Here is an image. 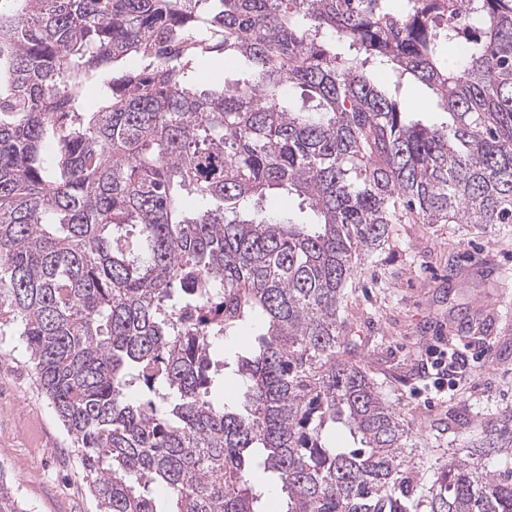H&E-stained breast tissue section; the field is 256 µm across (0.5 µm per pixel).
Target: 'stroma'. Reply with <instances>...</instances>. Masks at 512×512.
Masks as SVG:
<instances>
[{
  "mask_svg": "<svg viewBox=\"0 0 512 512\" xmlns=\"http://www.w3.org/2000/svg\"><path fill=\"white\" fill-rule=\"evenodd\" d=\"M512 231L456 224H398L389 248L358 264L351 287L360 356L397 383L390 393L435 448L451 416L469 420L512 408ZM482 307L487 333L465 314ZM462 352L470 373L435 394L424 372L433 345ZM24 512H97L73 436L41 391L17 328L0 332V461Z\"/></svg>",
  "mask_w": 512,
  "mask_h": 512,
  "instance_id": "35a3bbf8",
  "label": "stroma"
}]
</instances>
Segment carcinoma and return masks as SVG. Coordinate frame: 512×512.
<instances>
[{"label": "carcinoma", "mask_w": 512, "mask_h": 512, "mask_svg": "<svg viewBox=\"0 0 512 512\" xmlns=\"http://www.w3.org/2000/svg\"><path fill=\"white\" fill-rule=\"evenodd\" d=\"M394 224H512V0H0V317L98 512H512V409L420 478L354 360Z\"/></svg>", "instance_id": "obj_1"}]
</instances>
